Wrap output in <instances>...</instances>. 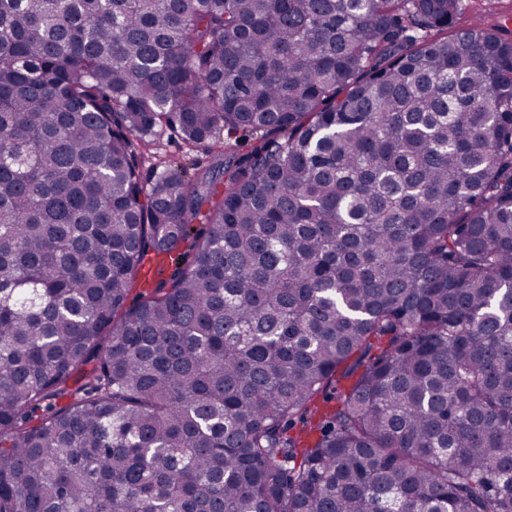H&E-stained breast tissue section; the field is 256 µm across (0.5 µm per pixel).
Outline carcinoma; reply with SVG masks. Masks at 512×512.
I'll return each mask as SVG.
<instances>
[{"label":"carcinoma","instance_id":"1","mask_svg":"<svg viewBox=\"0 0 512 512\" xmlns=\"http://www.w3.org/2000/svg\"><path fill=\"white\" fill-rule=\"evenodd\" d=\"M461 12L0 0V512H512V29ZM158 151L167 157L179 159L192 168V163L196 162L200 165H206L210 160L208 155L202 148L189 149L183 141L170 131H161L154 141Z\"/></svg>","mask_w":512,"mask_h":512}]
</instances>
